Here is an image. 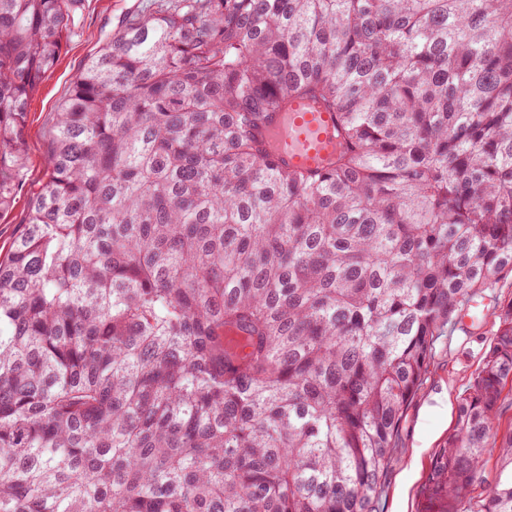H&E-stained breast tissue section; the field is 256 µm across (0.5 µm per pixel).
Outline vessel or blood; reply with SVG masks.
I'll use <instances>...</instances> for the list:
<instances>
[{
    "label": "vessel or blood",
    "mask_w": 512,
    "mask_h": 512,
    "mask_svg": "<svg viewBox=\"0 0 512 512\" xmlns=\"http://www.w3.org/2000/svg\"><path fill=\"white\" fill-rule=\"evenodd\" d=\"M269 140L291 170L324 168L342 147L335 113L309 98L290 100L271 125Z\"/></svg>",
    "instance_id": "1"
}]
</instances>
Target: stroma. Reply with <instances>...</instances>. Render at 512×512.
Listing matches in <instances>:
<instances>
[{
    "label": "stroma",
    "mask_w": 512,
    "mask_h": 512,
    "mask_svg": "<svg viewBox=\"0 0 512 512\" xmlns=\"http://www.w3.org/2000/svg\"><path fill=\"white\" fill-rule=\"evenodd\" d=\"M150 3L151 0H84L74 31L54 68L42 78L27 104L23 145L26 162L13 203L0 212V258L7 257L25 221L30 186L45 176L57 112L74 79L106 38L121 30L127 14L148 10ZM493 301L483 300L474 311V324L456 325L438 343L428 378L406 412L398 453L388 472L378 512H437L435 503L428 498L426 482L433 455L446 439L454 417L435 411L436 397L448 394L449 404H456L481 365L495 331L490 316Z\"/></svg>",
    "instance_id": "1"
}]
</instances>
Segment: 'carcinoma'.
<instances>
[{
    "instance_id": "cac0c4a2",
    "label": "carcinoma",
    "mask_w": 512,
    "mask_h": 512,
    "mask_svg": "<svg viewBox=\"0 0 512 512\" xmlns=\"http://www.w3.org/2000/svg\"><path fill=\"white\" fill-rule=\"evenodd\" d=\"M82 2L0 0V211ZM294 97L336 114L324 170L267 150ZM509 274L512 0H154L76 77L0 259V512H376L437 341ZM492 315L442 512H512Z\"/></svg>"
}]
</instances>
